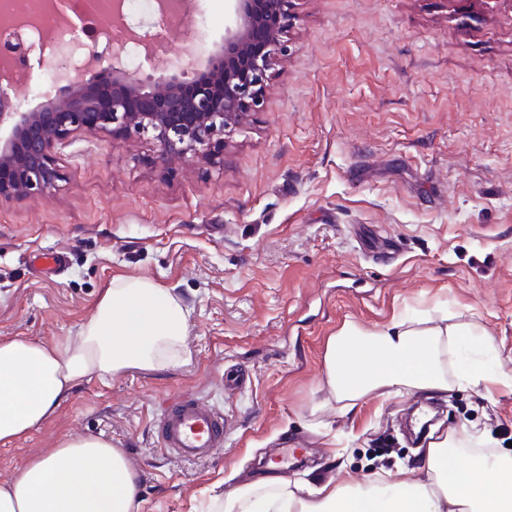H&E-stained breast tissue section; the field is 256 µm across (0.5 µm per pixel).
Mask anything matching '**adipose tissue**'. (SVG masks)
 <instances>
[{
  "mask_svg": "<svg viewBox=\"0 0 512 512\" xmlns=\"http://www.w3.org/2000/svg\"><path fill=\"white\" fill-rule=\"evenodd\" d=\"M188 311L169 289L144 278L115 279L100 292L76 345L0 339V445L42 426L81 383L107 381L131 367L163 369L185 361ZM492 345L476 325L447 316L395 315L379 330L345 322L326 342L323 385L340 412L368 397L448 389V356L460 341ZM471 434L430 443L426 476L374 477L263 492L236 489L224 512H512V455L468 453ZM140 482L122 449L87 435L31 455L0 483V512H138Z\"/></svg>",
  "mask_w": 512,
  "mask_h": 512,
  "instance_id": "obj_1",
  "label": "adipose tissue"
}]
</instances>
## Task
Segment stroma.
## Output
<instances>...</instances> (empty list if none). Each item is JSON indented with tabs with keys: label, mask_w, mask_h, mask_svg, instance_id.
<instances>
[{
	"label": "stroma",
	"mask_w": 512,
	"mask_h": 512,
	"mask_svg": "<svg viewBox=\"0 0 512 512\" xmlns=\"http://www.w3.org/2000/svg\"><path fill=\"white\" fill-rule=\"evenodd\" d=\"M265 108L224 137V163L162 172L146 139L82 134L49 200L0 202V338L74 344L115 278L150 279L189 311L185 364L81 384L54 417L0 446V480L64 436L103 435L142 482L140 512H224L273 473L296 484L418 479L431 440L460 429L512 446V0H292ZM226 0L182 20L133 10L168 54L224 40ZM398 242L363 249L362 230ZM446 306L491 336L487 394L368 398L321 388L328 338ZM250 385L225 392L224 373ZM192 394L229 437L205 459L156 446L152 418ZM439 416L423 436L404 420Z\"/></svg>",
	"instance_id": "35a3bbf8"
}]
</instances>
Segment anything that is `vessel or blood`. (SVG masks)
<instances>
[{
  "label": "vessel or blood",
  "instance_id": "1",
  "mask_svg": "<svg viewBox=\"0 0 512 512\" xmlns=\"http://www.w3.org/2000/svg\"><path fill=\"white\" fill-rule=\"evenodd\" d=\"M161 451L182 461L209 457L227 437L224 414L193 396L167 405L152 421Z\"/></svg>",
  "mask_w": 512,
  "mask_h": 512
}]
</instances>
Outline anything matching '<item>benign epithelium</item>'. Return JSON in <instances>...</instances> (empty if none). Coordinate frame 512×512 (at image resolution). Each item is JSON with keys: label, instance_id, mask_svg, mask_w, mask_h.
I'll return each mask as SVG.
<instances>
[{"label": "benign epithelium", "instance_id": "7a95c632", "mask_svg": "<svg viewBox=\"0 0 512 512\" xmlns=\"http://www.w3.org/2000/svg\"><path fill=\"white\" fill-rule=\"evenodd\" d=\"M290 0H228L224 45L187 71L166 59L141 79L98 45L79 44L99 56L97 72L50 91L35 111H19L16 88L0 81V200H48L58 190V150L73 136L153 142L165 169L182 162H210L224 153V133L244 127L263 110L273 57L285 55L281 34L290 21Z\"/></svg>", "mask_w": 512, "mask_h": 512}]
</instances>
